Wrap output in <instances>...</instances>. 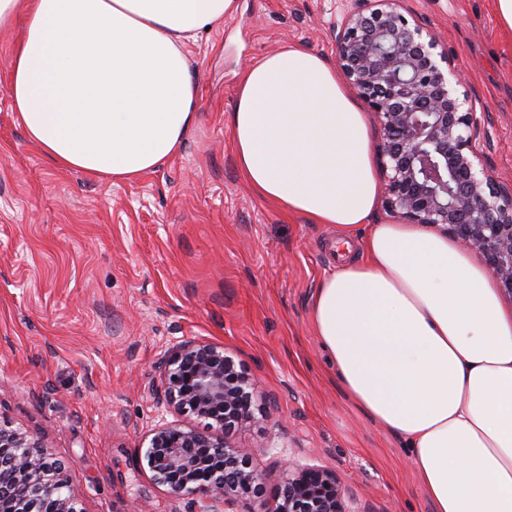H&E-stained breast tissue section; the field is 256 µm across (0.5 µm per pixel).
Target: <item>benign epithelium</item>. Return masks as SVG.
Wrapping results in <instances>:
<instances>
[{"mask_svg":"<svg viewBox=\"0 0 512 512\" xmlns=\"http://www.w3.org/2000/svg\"><path fill=\"white\" fill-rule=\"evenodd\" d=\"M336 22V66L374 112L377 145L391 212L413 224L443 229L480 253L502 292L512 296V186L485 169L481 122L465 107L461 73L435 36L399 9V0H345ZM161 386L167 406L207 421L198 430L164 423L143 439L140 462L174 497L192 496L196 512L216 504L242 512H346L335 472L288 464L274 496L253 465V449L226 434L257 420L259 382L224 347L181 341L167 352ZM0 512H82L65 466L39 438L0 422Z\"/></svg>","mask_w":512,"mask_h":512,"instance_id":"1","label":"benign epithelium"}]
</instances>
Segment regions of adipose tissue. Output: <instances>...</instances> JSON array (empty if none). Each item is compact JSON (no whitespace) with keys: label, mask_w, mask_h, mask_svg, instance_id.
Returning <instances> with one entry per match:
<instances>
[{"label":"adipose tissue","mask_w":512,"mask_h":512,"mask_svg":"<svg viewBox=\"0 0 512 512\" xmlns=\"http://www.w3.org/2000/svg\"><path fill=\"white\" fill-rule=\"evenodd\" d=\"M237 0H0L20 27L8 94L61 168L112 180L157 170L197 120L189 47ZM229 128L255 194L348 232L360 261L327 274L316 335L352 399L413 456L433 512H512V310L454 239L375 224L366 115L334 67L287 46L240 79Z\"/></svg>","instance_id":"adipose-tissue-1"}]
</instances>
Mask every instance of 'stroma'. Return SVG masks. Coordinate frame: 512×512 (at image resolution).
Instances as JSON below:
<instances>
[{"label":"stroma","instance_id":"1","mask_svg":"<svg viewBox=\"0 0 512 512\" xmlns=\"http://www.w3.org/2000/svg\"><path fill=\"white\" fill-rule=\"evenodd\" d=\"M466 78L483 164L512 182V44L492 0H406ZM341 0H238L190 48L198 122L157 170L112 182L54 166L10 108L19 39L0 29V419L64 464L80 512H194L138 463L175 421L160 378L181 340L224 346L265 394L264 420L228 435L255 451L268 493L283 459L335 471L348 512H432L396 435L346 395L316 336L312 295L358 237L284 214L242 178L228 115L242 73L288 45L336 61Z\"/></svg>","mask_w":512,"mask_h":512}]
</instances>
